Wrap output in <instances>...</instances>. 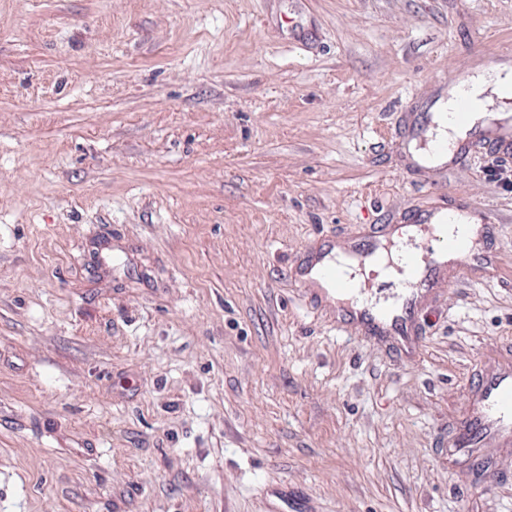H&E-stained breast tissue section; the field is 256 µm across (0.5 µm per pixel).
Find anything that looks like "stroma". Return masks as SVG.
Wrapping results in <instances>:
<instances>
[{
	"label": "stroma",
	"mask_w": 512,
	"mask_h": 512,
	"mask_svg": "<svg viewBox=\"0 0 512 512\" xmlns=\"http://www.w3.org/2000/svg\"><path fill=\"white\" fill-rule=\"evenodd\" d=\"M512 65V0H0V512H512L448 444L512 362V186L408 168L448 78ZM471 204L407 352L313 249ZM466 218L473 224H467L473 228L474 236H460L446 238L443 245V253L452 256L459 265H468L475 256L477 249V225L495 224L500 221L499 216L490 209H482L475 212H467ZM324 260H321L320 262H318L316 265H311L308 270L306 271V274H308L309 278L316 282L313 278L310 277V274L313 270H315V274L317 276H319L320 278L326 280H322L320 279L319 277H317L319 283L321 284V286L323 288H320L321 290H326L324 288H330V283L332 284L333 288H331L333 290L334 293L336 292H339V293H347V292H350L353 290V288H350L348 284H346L345 282H343L338 273L336 272V268L335 267H331V266H328L326 264H324ZM313 266V267H312ZM312 267V268H311ZM311 268V269H310ZM310 270V271H309ZM309 272V273H308ZM328 281V282H327ZM330 282V283H329Z\"/></svg>",
	"instance_id": "obj_1"
}]
</instances>
